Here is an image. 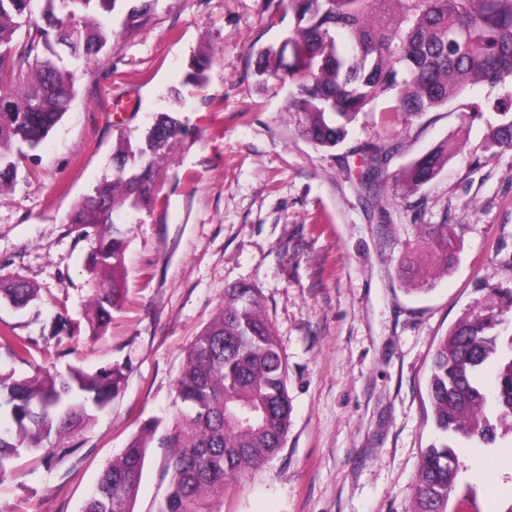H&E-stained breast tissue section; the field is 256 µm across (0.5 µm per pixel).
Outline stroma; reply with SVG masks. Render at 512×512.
<instances>
[{
    "instance_id": "1",
    "label": "stroma",
    "mask_w": 512,
    "mask_h": 512,
    "mask_svg": "<svg viewBox=\"0 0 512 512\" xmlns=\"http://www.w3.org/2000/svg\"><path fill=\"white\" fill-rule=\"evenodd\" d=\"M292 24L269 23L262 0H158L146 26L112 37L105 60L80 71L69 111L0 189V280L37 290L22 309L0 300V333L36 342L29 365L0 350V371L114 365L126 376L68 463L25 460L0 481V512H82L143 422L172 427L187 351L241 284L258 290L288 362L292 415L276 457L229 482L223 512H411L434 437L427 383L439 339L490 303L512 335V150L484 159L486 117L470 111L512 99V87L474 85L409 117L385 113L381 98L341 145L322 148L288 112L289 85L256 71L257 51ZM202 54L213 62L199 88L188 74ZM159 112L178 113L184 133L158 164L157 204L123 225L121 307L104 336L51 339L54 322L83 321L106 286L69 215L111 177L116 139ZM460 135L465 150L418 193L361 188L373 145L392 146L390 175ZM423 224L451 225L458 259L417 292L405 277L422 276ZM459 456L483 512H507L512 448ZM167 460L153 438L134 512H155Z\"/></svg>"
}]
</instances>
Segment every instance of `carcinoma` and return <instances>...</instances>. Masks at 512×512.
I'll return each mask as SVG.
<instances>
[{"mask_svg":"<svg viewBox=\"0 0 512 512\" xmlns=\"http://www.w3.org/2000/svg\"><path fill=\"white\" fill-rule=\"evenodd\" d=\"M124 2L0 0V189L15 179L23 148L37 149L68 112L82 65L101 61L116 30L146 24L156 0H137L128 9ZM263 7L271 20L283 9L291 12L294 23L287 45L258 50L257 72L294 86L287 111L300 115L302 134L319 147L344 142L357 116L385 94V111L411 116L444 107L471 84L512 83V0H263ZM182 134L181 121L164 112L136 138L120 135L112 178L70 214L71 223L94 229V273L108 276L124 267L128 241L115 216L156 203L154 164ZM465 146L457 137L433 147L395 175L397 186L418 192ZM506 150H512V113L502 109L487 122L483 152L494 158ZM388 153L386 145L370 149L361 177L368 190L380 188ZM451 237L447 224H428L422 234L444 271L456 259ZM122 292L112 280L93 298L85 325H54L51 338L82 327L104 335ZM36 295L22 280L0 281V298L17 308ZM497 325L487 307L461 318L438 342L428 384L438 437L422 454L413 512H460L463 496L477 502L473 486L459 482L458 448L498 447L497 425L512 418V336H502ZM0 348L18 361L31 355L27 340L7 332ZM490 366L497 374L492 396L480 382ZM287 377L258 291L226 289L177 379L182 408L164 436L167 486L156 512H222L229 481L262 467L283 447L292 413ZM124 383L122 370L112 366L0 373V478L15 473L23 458L50 466L68 461L79 436ZM159 426L143 423L103 469L83 512H134L146 450Z\"/></svg>","mask_w":512,"mask_h":512,"instance_id":"obj_1","label":"carcinoma"}]
</instances>
